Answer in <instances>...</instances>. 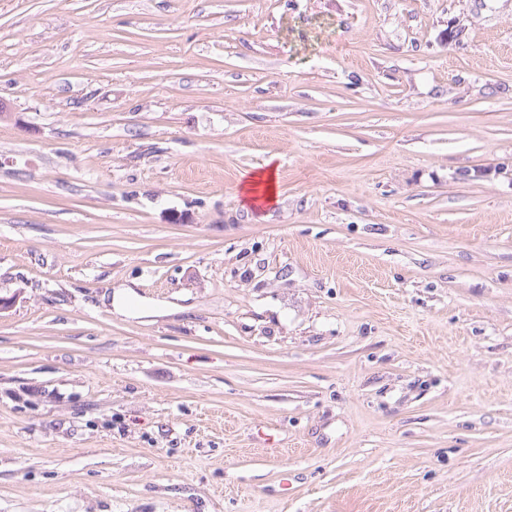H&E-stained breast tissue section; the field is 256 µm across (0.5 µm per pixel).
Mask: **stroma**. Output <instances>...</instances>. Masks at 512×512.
Masks as SVG:
<instances>
[{
	"label": "stroma",
	"instance_id": "1",
	"mask_svg": "<svg viewBox=\"0 0 512 512\" xmlns=\"http://www.w3.org/2000/svg\"><path fill=\"white\" fill-rule=\"evenodd\" d=\"M0 100V512H512V0H0ZM266 168L244 176L241 192L244 201L249 204L256 202L273 203L277 201L278 192V166L274 159L266 163Z\"/></svg>",
	"mask_w": 512,
	"mask_h": 512
}]
</instances>
